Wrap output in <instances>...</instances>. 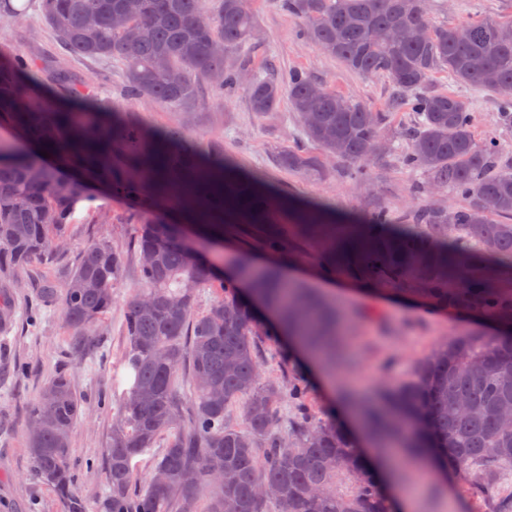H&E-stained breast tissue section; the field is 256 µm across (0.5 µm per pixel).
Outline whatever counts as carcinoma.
<instances>
[{"instance_id":"carcinoma-1","label":"carcinoma","mask_w":512,"mask_h":512,"mask_svg":"<svg viewBox=\"0 0 512 512\" xmlns=\"http://www.w3.org/2000/svg\"><path fill=\"white\" fill-rule=\"evenodd\" d=\"M304 20L298 36L347 70L383 75L396 101L419 118L406 132V165L427 172L429 185L471 198L465 209H421L410 224L386 213L336 235L330 217L297 207L224 162L187 144L178 129H149L134 113L91 91L74 90L66 69L44 77L20 51L0 59V270L60 257L76 205L87 184L104 186L139 215L130 251L142 288L127 303L123 362L131 377L112 426L104 464L109 492L104 512H388L374 472L335 427L317 425L307 394L288 376V396L300 407L288 437L277 432L283 390L260 376V337L296 331L324 364L336 368L342 337L336 310L311 292L279 283L274 267L242 268L252 294L277 310V331L265 329L237 284L220 279L221 296L195 312L200 288L212 280L197 256L195 237L167 214L193 212L209 238L226 224L265 227L268 246L282 249L288 223L315 243L324 268L376 283L412 278L440 302L453 299L498 311L500 274L494 261L512 258V163L492 145L477 144L465 100L431 86L446 71L457 83L499 97L512 117V23L463 21L434 25L426 0H280ZM41 17L63 50L78 58L121 61L124 97L176 104L192 112L202 88L217 94L243 81L231 57L252 43L256 21L247 0H41ZM421 24L426 37L395 36ZM467 37L459 39L458 29ZM250 108L273 112L282 97L310 141L325 155L359 165L375 153L382 115L293 70L253 75ZM45 151L54 164L36 161ZM284 167L305 170L321 161L284 153ZM463 241L466 247L456 245ZM126 255L94 243L67 268L57 293L74 336H91L112 307ZM190 389L189 404L179 387ZM81 397L62 369L28 412V451L66 512H85L68 465ZM240 405L244 427L232 423ZM368 433L391 447L439 456L458 482L478 495L512 472V335L461 336L420 361L410 377L367 404ZM165 439L145 487L134 491L132 460Z\"/></svg>"}]
</instances>
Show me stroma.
<instances>
[{
  "mask_svg": "<svg viewBox=\"0 0 512 512\" xmlns=\"http://www.w3.org/2000/svg\"><path fill=\"white\" fill-rule=\"evenodd\" d=\"M24 2L27 9L21 20L0 22V54L22 51L36 64L70 70L77 83L94 89L102 99H117L123 86L120 62L68 55L44 24L40 0ZM428 2L429 19L435 24L512 20V0ZM249 8L257 23L256 38L245 52L251 66L304 71L346 98L384 113L380 139L385 148L367 162L363 179L355 178L353 163L341 159L314 170L283 168L279 163L282 153L316 156L319 148L304 135L288 102H281L266 116H257L239 85L225 89L219 97L204 93L192 112L147 99L126 103V110L145 126L183 129L201 150L222 149L225 161L243 174L295 203L319 206L340 224L367 223L379 209L386 210L393 223L404 224L419 208L457 210L467 205L466 197L447 191L422 192L426 174L403 161L407 142L402 132L413 123L414 115L406 106L393 105L387 79L351 72L314 44L301 40L297 35L300 19L282 10L278 0H250ZM432 84L468 103L478 144H495L503 157L512 159V123L503 119L494 94L468 90L444 72L436 74ZM137 230V215L100 192L94 201L80 203L74 211L63 248L70 258L94 242L124 248ZM214 251L223 255L228 267L246 260L259 269L278 261L289 280L335 306L347 328L346 362L336 370L334 391L311 390L309 410L317 421L333 420L331 406L347 389H355L365 400L378 398L405 381L418 361L455 337L495 336L512 328V321L488 318L480 310L437 306L413 280L377 285L324 273L317 249L295 237L287 252L275 257L259 240L229 224ZM41 271L56 284H64L61 263H36L17 279L0 278V295L7 297L13 311L12 322L0 329V512H64L54 491L38 475L27 445L28 410L44 384L62 368L68 370L82 398L70 448L74 488L87 512H101L109 491L102 454L130 386L122 362L124 310L139 287V278L135 266L127 265L112 290V308L99 335L79 342L65 326L59 305L46 301L35 287V275ZM286 368L297 374L302 371L282 337H264L260 348L263 380L280 382ZM394 483L412 500L413 512H498L503 502L512 499L511 476L492 483L480 497L469 496L458 485L443 489L428 471L415 476L405 464L399 466Z\"/></svg>",
  "mask_w": 512,
  "mask_h": 512,
  "instance_id": "stroma-1",
  "label": "stroma"
}]
</instances>
